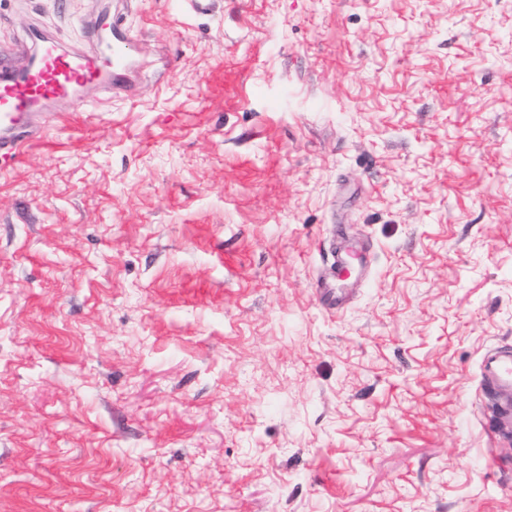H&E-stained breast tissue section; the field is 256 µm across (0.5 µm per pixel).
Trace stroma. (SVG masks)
Listing matches in <instances>:
<instances>
[{
	"mask_svg": "<svg viewBox=\"0 0 512 512\" xmlns=\"http://www.w3.org/2000/svg\"><path fill=\"white\" fill-rule=\"evenodd\" d=\"M118 11L126 92L0 162V512H512V0H0V48ZM365 255L362 247L354 240L347 238L341 231L333 236L331 248V262L329 277L336 280V292L333 288H325L323 292L327 295L329 304L336 311L345 307L349 299L350 288H344V281L347 278L355 283L363 278L365 271ZM347 268H352V274L346 277L344 273ZM485 385L503 398L499 410L506 418L512 415V347H497L481 362ZM511 398V399H510Z\"/></svg>",
	"mask_w": 512,
	"mask_h": 512,
	"instance_id": "1",
	"label": "stroma"
}]
</instances>
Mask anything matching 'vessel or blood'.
<instances>
[{
  "label": "vessel or blood",
  "mask_w": 512,
  "mask_h": 512,
  "mask_svg": "<svg viewBox=\"0 0 512 512\" xmlns=\"http://www.w3.org/2000/svg\"><path fill=\"white\" fill-rule=\"evenodd\" d=\"M108 41L103 48L84 54L62 51L43 34L32 33L33 52L27 63L0 65V158L17 160L34 139L36 130L30 124L33 115L43 113L51 105L71 99L86 89L107 83L122 91L124 78L131 66L129 34L122 16L107 23ZM362 247L344 234H336L331 248L329 276L337 286L327 289L331 307L343 309L349 299L344 281H359L365 271ZM486 386L500 395L499 410L512 415V347H498L488 352L481 362Z\"/></svg>",
  "instance_id": "b4317fda"
}]
</instances>
